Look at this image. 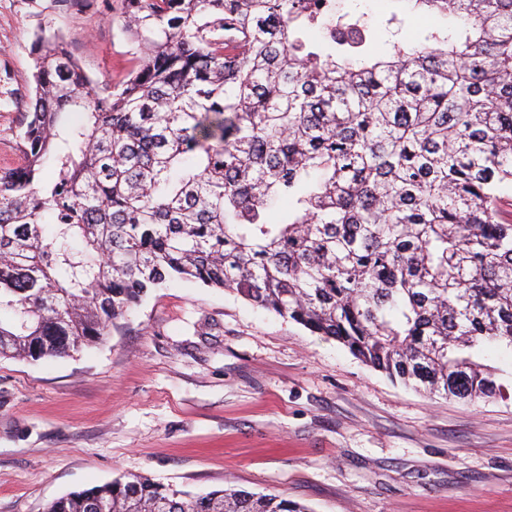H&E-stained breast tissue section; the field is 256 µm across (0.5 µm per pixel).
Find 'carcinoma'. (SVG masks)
<instances>
[{
  "instance_id": "carcinoma-1",
  "label": "carcinoma",
  "mask_w": 512,
  "mask_h": 512,
  "mask_svg": "<svg viewBox=\"0 0 512 512\" xmlns=\"http://www.w3.org/2000/svg\"><path fill=\"white\" fill-rule=\"evenodd\" d=\"M407 2L463 30L372 62L336 0H121L137 56L113 85L36 36L22 160L0 168V358L79 352L183 280L432 398L501 394L481 350L512 353V0ZM46 512L308 510L131 475Z\"/></svg>"
}]
</instances>
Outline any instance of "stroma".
<instances>
[{
	"label": "stroma",
	"mask_w": 512,
	"mask_h": 512,
	"mask_svg": "<svg viewBox=\"0 0 512 512\" xmlns=\"http://www.w3.org/2000/svg\"><path fill=\"white\" fill-rule=\"evenodd\" d=\"M120 0H0V167L51 28L84 72L119 81L134 48ZM494 400L430 398L235 293L152 290L105 343L0 360V512L142 474L205 494H279L310 512H512V357L486 348Z\"/></svg>",
	"instance_id": "35a3bbf8"
}]
</instances>
